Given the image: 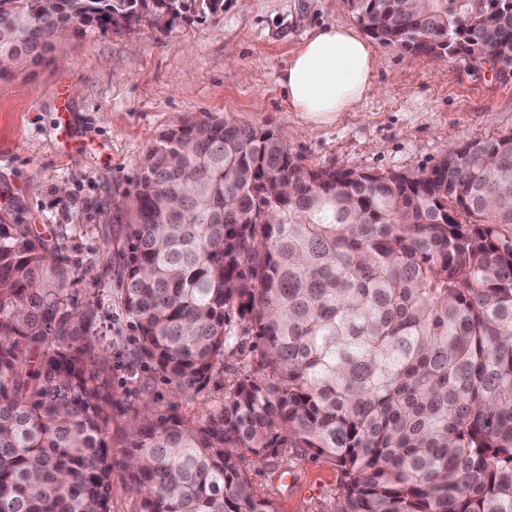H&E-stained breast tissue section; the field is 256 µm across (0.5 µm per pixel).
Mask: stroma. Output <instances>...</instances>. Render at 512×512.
Returning a JSON list of instances; mask_svg holds the SVG:
<instances>
[{"label": "stroma", "mask_w": 512, "mask_h": 512, "mask_svg": "<svg viewBox=\"0 0 512 512\" xmlns=\"http://www.w3.org/2000/svg\"><path fill=\"white\" fill-rule=\"evenodd\" d=\"M329 24L361 29L346 0H220L215 12L158 25L84 27L0 76V213L61 238L68 300L94 312L112 437L147 407L203 424L225 378L243 370L230 356L204 392L187 396L131 358L116 240L124 194L162 131L231 116L275 131L305 165L408 175L464 143L512 135V75L375 39V88L336 121H308L278 78L312 31ZM240 465L278 512L334 510L343 477L326 456L289 448L272 460L244 454Z\"/></svg>", "instance_id": "stroma-1"}]
</instances>
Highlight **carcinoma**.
Segmentation results:
<instances>
[{"label": "carcinoma", "mask_w": 512, "mask_h": 512, "mask_svg": "<svg viewBox=\"0 0 512 512\" xmlns=\"http://www.w3.org/2000/svg\"><path fill=\"white\" fill-rule=\"evenodd\" d=\"M363 30L512 73V0H347ZM187 0H0V75L96 24L160 23ZM125 209L133 358L197 395L246 373L197 428L146 412L108 444L65 257L0 214V512H276L239 465L331 458L335 512H512V135L416 175L314 168L233 118L162 132ZM85 336L75 345V336Z\"/></svg>", "instance_id": "cac0c4a2"}]
</instances>
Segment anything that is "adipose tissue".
Here are the masks:
<instances>
[{
	"mask_svg": "<svg viewBox=\"0 0 512 512\" xmlns=\"http://www.w3.org/2000/svg\"><path fill=\"white\" fill-rule=\"evenodd\" d=\"M381 66L365 40L336 24L308 36L279 83L297 111L317 122H331L374 88Z\"/></svg>",
	"mask_w": 512,
	"mask_h": 512,
	"instance_id": "ef3b65f1",
	"label": "adipose tissue"
}]
</instances>
